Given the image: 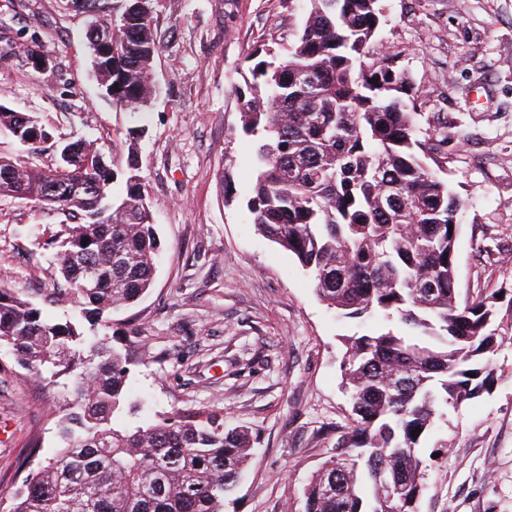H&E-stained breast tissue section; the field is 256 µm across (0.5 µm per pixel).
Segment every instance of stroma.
I'll return each mask as SVG.
<instances>
[{"label":"stroma","mask_w":512,"mask_h":512,"mask_svg":"<svg viewBox=\"0 0 512 512\" xmlns=\"http://www.w3.org/2000/svg\"><path fill=\"white\" fill-rule=\"evenodd\" d=\"M371 46L394 57L422 112L448 124L444 176L462 200L457 246L461 300L512 284V0H380ZM306 0H153L164 35L159 93L147 133L117 109L90 70L89 15L71 0H0V104L37 116L61 142L96 141L124 165L136 143L147 202L164 252L152 288L112 318L113 340L134 361L135 414L118 428L174 411L223 408L227 426L258 436L224 512H302V490L337 453L350 405L341 382L343 336L375 320L338 316L288 251L262 236L245 206L252 148L236 90L255 50L289 42ZM49 60L36 73L24 47ZM228 173L225 203L217 183ZM62 214L0 198V282L35 304L56 277L44 239ZM491 392L449 410L423 450L427 491L418 512H512V340L495 357ZM70 403L52 382L0 348V512H10L33 435L56 448V411Z\"/></svg>","instance_id":"stroma-1"}]
</instances>
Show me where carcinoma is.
I'll use <instances>...</instances> for the list:
<instances>
[{
	"label": "carcinoma",
	"mask_w": 512,
	"mask_h": 512,
	"mask_svg": "<svg viewBox=\"0 0 512 512\" xmlns=\"http://www.w3.org/2000/svg\"><path fill=\"white\" fill-rule=\"evenodd\" d=\"M294 39L248 58L237 89L244 134L255 142L252 223L293 255L321 301L346 318L377 316L374 332L348 336L342 376L351 426L341 452L303 490L302 512H417L421 453L435 422L490 392L493 356L512 339V289L464 304L456 251L462 202L439 175L448 127L422 121L391 57L373 58L380 0H308ZM115 23L112 103L137 117L161 42L137 0L97 7ZM38 128L34 154L57 141L34 117L0 109V133ZM65 165L0 154V197L63 214L46 242L58 278L45 304L0 286V344L37 373L65 376L72 406L56 417L59 446L14 493L11 512H222L247 468L255 437L224 426V412L183 411L120 431L129 399L127 354L98 327L151 288L161 240L134 148L123 171L100 163L93 141L67 142ZM122 177V189L114 188ZM88 240L82 244V240ZM93 284L82 288L84 273Z\"/></svg>",
	"instance_id": "cac0c4a2"
}]
</instances>
